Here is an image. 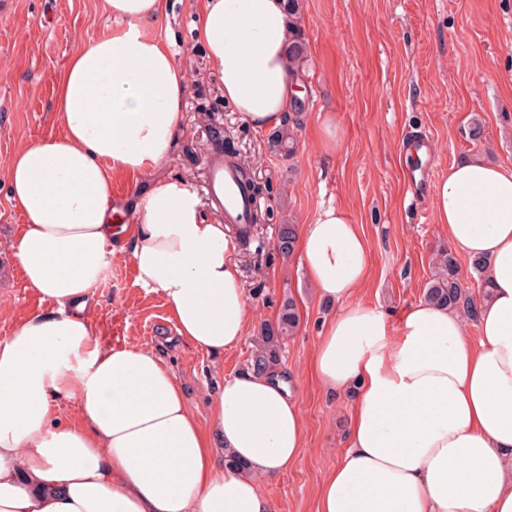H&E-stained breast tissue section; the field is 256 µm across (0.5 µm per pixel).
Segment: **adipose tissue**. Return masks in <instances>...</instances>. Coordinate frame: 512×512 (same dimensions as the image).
<instances>
[{"mask_svg": "<svg viewBox=\"0 0 512 512\" xmlns=\"http://www.w3.org/2000/svg\"><path fill=\"white\" fill-rule=\"evenodd\" d=\"M117 25L79 41L59 74L58 136L19 148L8 193L23 216L15 256L47 310L0 340V512H276L260 486L305 446L287 373L225 377L201 426L173 371L136 345H102L85 312L123 234L142 288L180 337L215 356L247 336L250 303L223 225L189 179L163 174L187 83L146 27L166 0H102ZM294 19L285 0H202L196 39L224 98L265 131L292 111ZM147 178L135 221L115 225L112 179ZM456 251L481 260L490 296L478 338L456 311L419 302L391 323L355 296L370 272L363 232L321 208L298 254L335 302L312 357L354 403L347 449L317 489V512H512V166L467 161L433 187ZM79 410L62 422L54 403Z\"/></svg>", "mask_w": 512, "mask_h": 512, "instance_id": "1", "label": "adipose tissue"}]
</instances>
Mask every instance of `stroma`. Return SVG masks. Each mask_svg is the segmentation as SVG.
<instances>
[{
	"label": "stroma",
	"instance_id": "35a3bbf8",
	"mask_svg": "<svg viewBox=\"0 0 512 512\" xmlns=\"http://www.w3.org/2000/svg\"><path fill=\"white\" fill-rule=\"evenodd\" d=\"M199 7V0H168L167 18L148 28L169 43L187 80L178 146L164 171L203 190L216 143L227 139L238 162L267 187L255 201L258 236L233 258L253 329L274 321L286 299L300 311L279 367L295 379L306 446L268 490L282 512H316V488L347 447L353 397L327 392L313 373L321 327L335 308L317 296L298 256L281 258L277 226L308 224L329 204L343 208L370 248V274L357 301L393 321L420 302L431 259L448 245L431 184L457 162L512 163V0H302L298 28L307 57L289 158L271 153L268 132L250 128L225 102L195 39ZM108 25L100 0H0V339L45 307L14 255L22 218L8 195L7 161L21 145L58 134L57 75L78 38L97 37ZM329 119L342 141L331 153L319 141ZM476 124L483 129L477 139ZM417 136L431 142L435 163L428 186L412 189L405 173L415 158L403 145ZM111 273V288L90 291L97 336L109 346L154 349L207 423L217 384L247 367L252 338L218 357L199 351L179 338L162 297L138 283L129 254L118 255Z\"/></svg>",
	"mask_w": 512,
	"mask_h": 512
}]
</instances>
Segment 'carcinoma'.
I'll return each mask as SVG.
<instances>
[{"label":"carcinoma","mask_w":512,"mask_h":512,"mask_svg":"<svg viewBox=\"0 0 512 512\" xmlns=\"http://www.w3.org/2000/svg\"><path fill=\"white\" fill-rule=\"evenodd\" d=\"M305 57V44L293 33L288 51L289 65L295 71L300 69ZM271 151L285 156H292L295 151V139L290 127L285 125L275 131L268 140ZM297 241V225H277V250L280 255L288 257L293 254ZM435 273L428 283L423 298L424 302L454 309L466 317L478 319L476 299L467 291L459 273L458 265L451 253L442 251L434 260ZM300 322L296 304L293 299L286 300L276 320L265 323L260 329L255 351L248 368L257 371L275 370L280 362L281 346L284 338L295 332Z\"/></svg>","instance_id":"obj_1"}]
</instances>
